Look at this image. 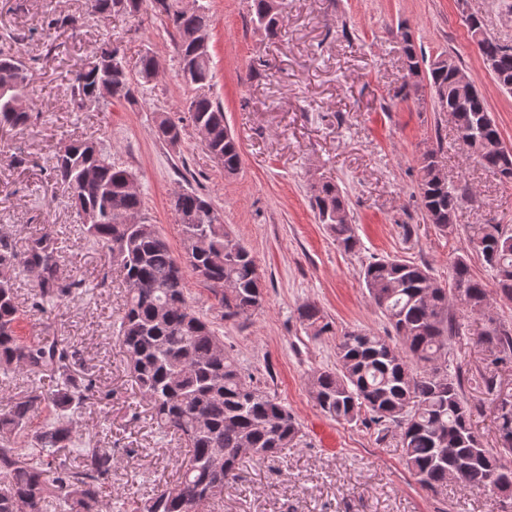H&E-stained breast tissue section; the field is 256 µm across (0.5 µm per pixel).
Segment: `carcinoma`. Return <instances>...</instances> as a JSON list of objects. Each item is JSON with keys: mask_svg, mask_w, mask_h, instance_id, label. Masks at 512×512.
Segmentation results:
<instances>
[{"mask_svg": "<svg viewBox=\"0 0 512 512\" xmlns=\"http://www.w3.org/2000/svg\"><path fill=\"white\" fill-rule=\"evenodd\" d=\"M141 3L92 0L91 8L103 15L134 14ZM155 3L170 17L181 68L195 69L192 123L206 129L202 144L212 156L221 157L224 175H234L241 167L240 146L226 125L223 106L209 94L210 57L195 56L192 49V36L210 28L211 15L203 5L172 11L168 0ZM250 14L266 33L275 36L281 30L280 0H250ZM465 22L481 59L494 62L493 80L512 93V48L493 39L481 17L471 14ZM401 39L407 69L427 80L440 111L457 114L469 155L489 172L512 180V148H495L501 141L499 127L475 85L458 83L455 58L439 56L424 71L412 35L403 31ZM161 70L159 59L149 51L141 56L134 78L125 66L105 71L89 59L74 70L71 93L77 107L94 105L99 103L97 87L108 81L112 96L129 99L132 81L153 82ZM36 119L28 68L20 58L0 52V126L23 129ZM155 134L171 145L181 138L178 126L162 113L155 119ZM92 141L89 137L65 145L54 156L50 177L71 190L84 238L105 246L121 267L127 296L118 329L120 346L156 423L183 440L190 452L178 484L153 493L140 512H200L224 495V484L239 477L244 458H275L301 434L288 406L242 371L224 338L187 296L190 273L207 287L221 319L246 321L262 307V277L245 246L228 248L226 225L209 200L195 191L182 190L173 201L182 250L193 252L189 265L179 262L154 225L128 223L129 217L144 211L142 194L128 190L138 176L112 163L94 177L83 176L92 164ZM438 153L433 148L421 156L418 197L428 221L446 232L453 228L468 192L448 183ZM309 199L336 243L348 252L355 250L360 241L341 188L318 179L310 184ZM199 237L207 240L203 249L194 248ZM474 251L494 272L493 285L472 274L467 256L451 262L448 286L423 264L391 257L366 264L360 271L363 288L393 337L344 330L336 336V370L316 371L309 378L315 402L331 419L374 424L380 440L394 426L407 469L429 490L448 481V467L455 462L464 467L458 479L464 490L496 492L490 479L494 471L512 478V408L495 417L497 446L486 448L472 426V416L482 404L462 393L468 382L497 401L499 371L512 364V323L502 321L491 302L493 295L512 302V229L478 225ZM18 268L35 282L31 307L37 311L74 298L82 286L61 271L59 247L51 234L29 239L22 250L0 235V372L37 374L49 369L58 374L54 384L27 392L0 414V512H104L103 485L112 471V449L88 448L74 467L58 461L59 452L76 441L81 409L94 396L95 385L76 372L77 353L69 343L22 342L12 278ZM456 305L482 321L473 333L482 357L465 374L448 371V352L459 335L452 311ZM298 314L314 335L333 332L316 305L306 303ZM44 405L54 409L52 422L29 431L30 417ZM24 448L32 452L25 454Z\"/></svg>", "mask_w": 512, "mask_h": 512, "instance_id": "obj_1", "label": "carcinoma"}]
</instances>
